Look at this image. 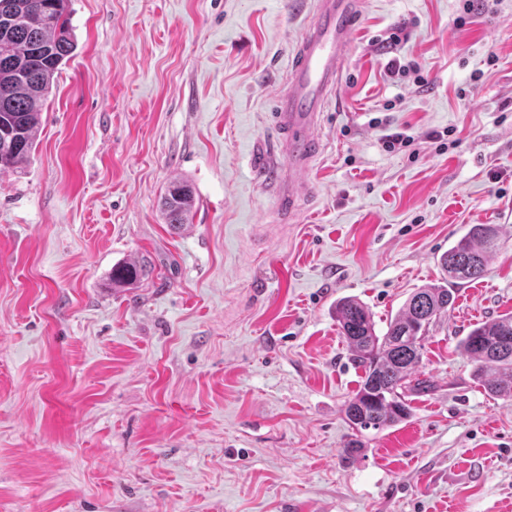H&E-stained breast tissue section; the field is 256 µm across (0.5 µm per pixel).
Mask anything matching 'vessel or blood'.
I'll return each instance as SVG.
<instances>
[{
    "label": "vessel or blood",
    "mask_w": 512,
    "mask_h": 512,
    "mask_svg": "<svg viewBox=\"0 0 512 512\" xmlns=\"http://www.w3.org/2000/svg\"><path fill=\"white\" fill-rule=\"evenodd\" d=\"M360 0H314L310 22L292 56L286 85L273 108L279 133V155L269 158L272 185L281 206L295 211L303 197L305 175L322 147L317 128L322 112L334 99L351 58V35Z\"/></svg>",
    "instance_id": "1"
}]
</instances>
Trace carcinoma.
I'll return each mask as SVG.
<instances>
[{
	"mask_svg": "<svg viewBox=\"0 0 512 512\" xmlns=\"http://www.w3.org/2000/svg\"><path fill=\"white\" fill-rule=\"evenodd\" d=\"M67 0H0V173L23 170L30 162L40 130V110L55 74L75 49L65 17ZM195 204L191 186L180 178L169 180L161 197L165 223L181 227ZM499 224H472L448 248L440 265L443 281L417 289L379 336L372 313L356 298L336 304V321L363 375L342 413L352 434L341 456L353 460L368 429L384 430L407 421L412 407L406 392L420 390L413 380L422 359L423 340L431 324L448 313L458 287L482 278L490 257L500 248ZM143 275L135 261L112 269V284L136 282ZM512 313L472 326L461 339L463 353L476 364L474 376L492 396L512 400Z\"/></svg>",
	"mask_w": 512,
	"mask_h": 512,
	"instance_id": "1",
	"label": "carcinoma"
}]
</instances>
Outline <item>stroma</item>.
<instances>
[{
	"instance_id": "35a3bbf8",
	"label": "stroma",
	"mask_w": 512,
	"mask_h": 512,
	"mask_svg": "<svg viewBox=\"0 0 512 512\" xmlns=\"http://www.w3.org/2000/svg\"><path fill=\"white\" fill-rule=\"evenodd\" d=\"M312 9L67 0L76 49L25 173L0 175V512H512V402L459 348L512 313V0H363L290 216L258 166ZM396 27L424 86L385 70ZM385 118L413 150L383 148ZM472 224L501 247L424 342L430 391L342 461L362 371L337 302L384 333ZM130 259L149 275L113 286ZM194 204L191 186L180 178L170 179L160 201L165 223L173 228H180L183 224H187Z\"/></svg>"
}]
</instances>
